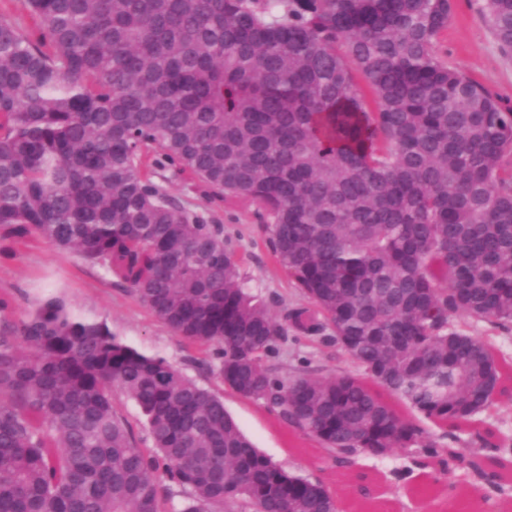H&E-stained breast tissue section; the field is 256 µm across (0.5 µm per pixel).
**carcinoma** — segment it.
<instances>
[{
	"instance_id": "cac0c4a2",
	"label": "carcinoma",
	"mask_w": 512,
	"mask_h": 512,
	"mask_svg": "<svg viewBox=\"0 0 512 512\" xmlns=\"http://www.w3.org/2000/svg\"><path fill=\"white\" fill-rule=\"evenodd\" d=\"M24 5L38 35L0 20V260L48 243L100 265L337 466L407 449L476 482L512 469L481 429L494 396H512L495 344L457 324L512 328V108L436 56L454 0ZM486 11L512 51V0ZM149 165L252 208L311 307L276 318L220 225ZM290 329L331 331L358 374L282 376L265 361ZM13 334L22 345L0 333V512H340L254 448L223 398L105 324L48 299ZM112 395L116 407L122 412V414L130 423L136 438L142 442V446H150V439L148 437L143 418L141 417L135 403L132 400L127 399L118 390H114Z\"/></svg>"
}]
</instances>
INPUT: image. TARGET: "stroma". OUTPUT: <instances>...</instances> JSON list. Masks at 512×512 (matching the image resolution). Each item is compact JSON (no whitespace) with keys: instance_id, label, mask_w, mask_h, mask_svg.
<instances>
[{"instance_id":"obj_1","label":"stroma","mask_w":512,"mask_h":512,"mask_svg":"<svg viewBox=\"0 0 512 512\" xmlns=\"http://www.w3.org/2000/svg\"><path fill=\"white\" fill-rule=\"evenodd\" d=\"M434 50L454 68L489 90L501 104L512 106V52L504 51L487 20L485 0H455L448 27ZM166 188L185 208L208 223L221 225L226 244L241 259V271L272 313L306 305L272 257L266 233L252 211L202 197L187 182L172 178ZM14 295L11 320L34 313L44 301H62L72 313L105 323L115 339L137 351L161 357L208 388L217 383L205 365L208 355L171 333L131 292L128 285L102 267L42 243L5 264L0 263V293ZM271 365L282 375L308 365L320 375L342 372L345 364L335 347L315 339L285 336ZM224 406L256 448L298 476L320 480L343 500L347 512H448V491L470 497L471 512H512V472L498 484L476 483L466 469L447 474L437 469H411L406 451L386 458L361 460L357 468L336 467L317 440L279 419L265 405L225 392ZM372 484L371 497L357 496V473Z\"/></svg>"}]
</instances>
